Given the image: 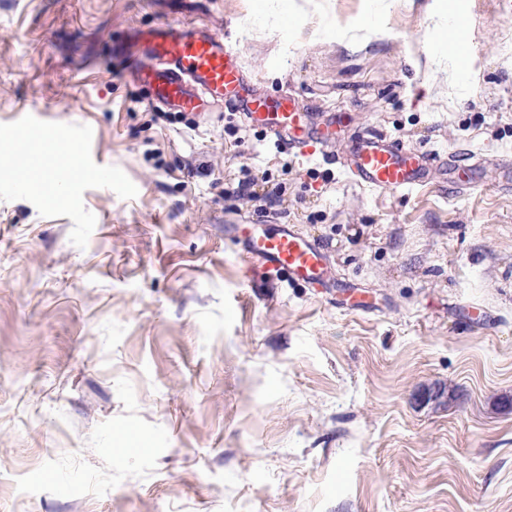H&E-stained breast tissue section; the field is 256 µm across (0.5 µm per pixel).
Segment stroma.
<instances>
[{"label": "stroma", "mask_w": 512, "mask_h": 512, "mask_svg": "<svg viewBox=\"0 0 512 512\" xmlns=\"http://www.w3.org/2000/svg\"><path fill=\"white\" fill-rule=\"evenodd\" d=\"M168 20L342 137L473 157L482 185L373 194L231 104L157 113L104 60ZM55 128L111 183L59 149L27 169L17 131ZM509 158L512 0H0V512H512ZM267 216L352 293L248 288L231 227ZM236 194L241 199H247L248 201H258L269 204L270 206L276 201H280L282 196L285 194V189L282 186L276 185L271 191H267L264 194H259L254 189V183L251 181H245L238 184Z\"/></svg>", "instance_id": "35a3bbf8"}]
</instances>
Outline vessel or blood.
Masks as SVG:
<instances>
[{"label":"vessel or blood","mask_w":512,"mask_h":512,"mask_svg":"<svg viewBox=\"0 0 512 512\" xmlns=\"http://www.w3.org/2000/svg\"><path fill=\"white\" fill-rule=\"evenodd\" d=\"M141 92L143 102L162 112L196 114L233 102L250 126L285 151L306 158L336 139V115L316 119L294 99L257 94L237 52L210 29L162 21L134 33L109 62ZM437 166L430 154L391 141L379 132L351 138L342 167L351 180L373 193H408L426 185ZM250 275H287L308 288H331L330 256L296 225L280 221L262 232L239 230L233 238Z\"/></svg>","instance_id":"1"}]
</instances>
